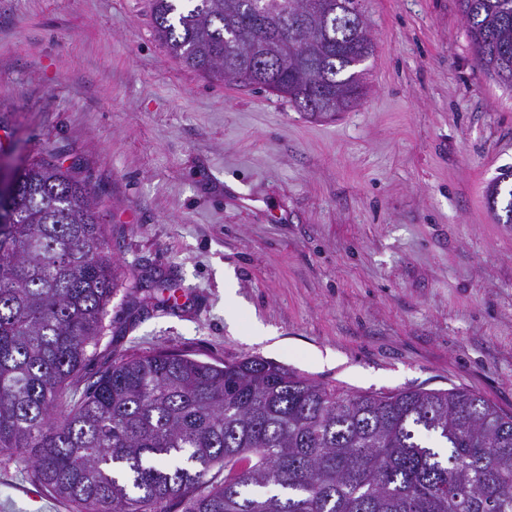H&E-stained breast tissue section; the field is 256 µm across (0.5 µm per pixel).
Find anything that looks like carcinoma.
Here are the masks:
<instances>
[{
    "instance_id": "1",
    "label": "carcinoma",
    "mask_w": 512,
    "mask_h": 512,
    "mask_svg": "<svg viewBox=\"0 0 512 512\" xmlns=\"http://www.w3.org/2000/svg\"><path fill=\"white\" fill-rule=\"evenodd\" d=\"M359 2L151 0V14L169 54L211 81L333 118L372 52ZM458 5L481 67L511 88L512 0ZM511 177L487 195L504 224ZM3 209L0 456L75 512H512V415L474 392L349 395L263 358L164 350L86 375L121 279L97 202L36 157Z\"/></svg>"
}]
</instances>
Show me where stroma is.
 I'll return each instance as SVG.
<instances>
[{"instance_id":"35a3bbf8","label":"stroma","mask_w":512,"mask_h":512,"mask_svg":"<svg viewBox=\"0 0 512 512\" xmlns=\"http://www.w3.org/2000/svg\"><path fill=\"white\" fill-rule=\"evenodd\" d=\"M362 11L364 93L322 119L186 67L149 0H0V159L48 154L86 183L127 277L92 370L261 357L344 393L454 387L512 414V224L486 201L512 169V88L458 0ZM161 282L177 302L140 307ZM0 512L73 509L2 457Z\"/></svg>"}]
</instances>
